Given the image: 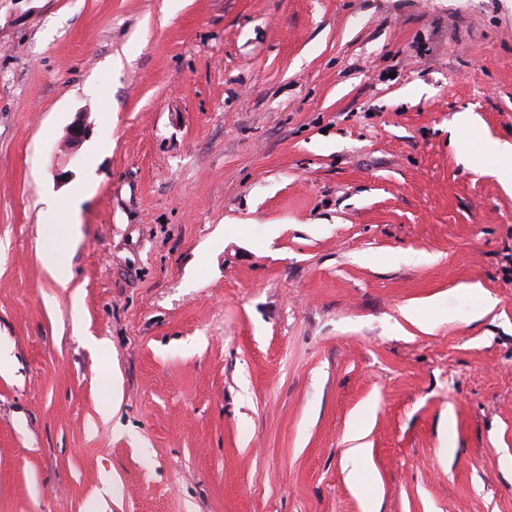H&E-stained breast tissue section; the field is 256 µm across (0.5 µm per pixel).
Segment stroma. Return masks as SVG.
Listing matches in <instances>:
<instances>
[{
  "mask_svg": "<svg viewBox=\"0 0 512 512\" xmlns=\"http://www.w3.org/2000/svg\"><path fill=\"white\" fill-rule=\"evenodd\" d=\"M493 140L512 0H0V512H512ZM88 133V123L86 121V113L85 112H77L74 120L69 125L67 130V135L65 139V148L64 151L66 156V162L70 163L74 159V150L79 144L85 140V137ZM72 216V210L66 207L53 211L50 217L51 220H60L66 225L67 244L57 251L50 263V275L63 287L70 281V253L80 236L79 224H73Z\"/></svg>",
  "mask_w": 512,
  "mask_h": 512,
  "instance_id": "35a3bbf8",
  "label": "stroma"
}]
</instances>
